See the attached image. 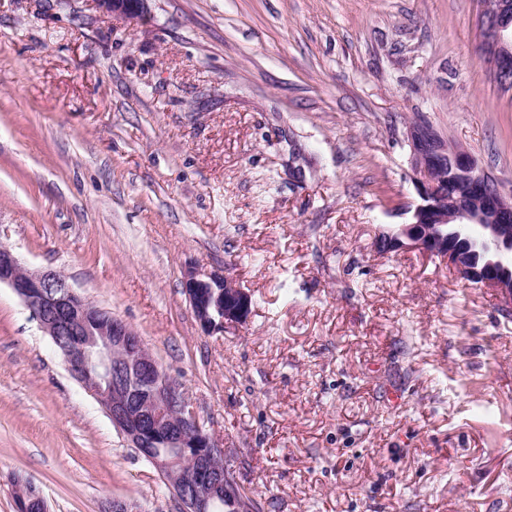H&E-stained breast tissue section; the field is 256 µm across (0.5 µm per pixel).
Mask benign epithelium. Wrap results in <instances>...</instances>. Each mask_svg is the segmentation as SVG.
I'll list each match as a JSON object with an SVG mask.
<instances>
[{
	"mask_svg": "<svg viewBox=\"0 0 512 512\" xmlns=\"http://www.w3.org/2000/svg\"><path fill=\"white\" fill-rule=\"evenodd\" d=\"M100 11L128 20L140 19L146 0H93ZM499 5L485 21L482 52L500 87L512 91V11ZM409 177L419 203L407 224L380 232L376 248L390 253L418 250L448 262L461 279L492 289L500 310L512 313V278L494 265L512 264V197L503 196L467 150L448 143L431 126L415 123L406 133ZM453 170L466 190L445 197L444 172ZM468 239L492 252L495 260L478 268L471 254L454 246ZM24 302L40 328L61 353L66 369L93 397L130 447L165 478L181 504V512H211L222 497L244 509L240 488L227 480L224 449L199 425L197 412L181 388L163 369L139 334L125 321L90 303L59 271L29 270L0 243V286ZM183 290L200 327L222 333L228 325L247 322L251 294L219 271L185 272ZM18 512L42 500L20 482Z\"/></svg>",
	"mask_w": 512,
	"mask_h": 512,
	"instance_id": "benign-epithelium-1",
	"label": "benign epithelium"
}]
</instances>
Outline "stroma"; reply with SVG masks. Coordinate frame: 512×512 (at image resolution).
<instances>
[{"instance_id":"obj_1","label":"stroma","mask_w":512,"mask_h":512,"mask_svg":"<svg viewBox=\"0 0 512 512\" xmlns=\"http://www.w3.org/2000/svg\"><path fill=\"white\" fill-rule=\"evenodd\" d=\"M484 0H0V242L130 324L256 512H512V316L413 249L410 123L512 197ZM252 294L209 335L188 268ZM179 512L0 287V512ZM97 9L108 15H120L128 20L140 19L146 0H92Z\"/></svg>"}]
</instances>
